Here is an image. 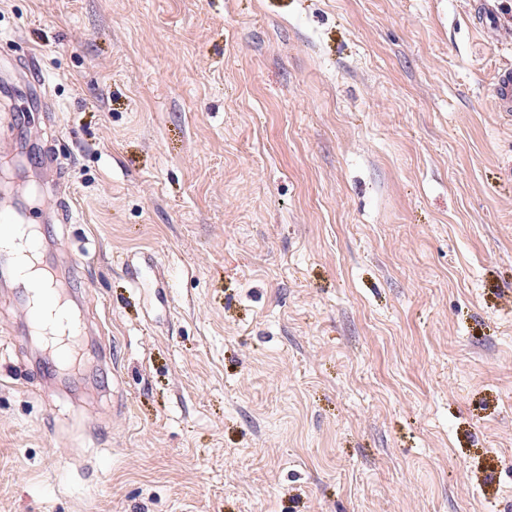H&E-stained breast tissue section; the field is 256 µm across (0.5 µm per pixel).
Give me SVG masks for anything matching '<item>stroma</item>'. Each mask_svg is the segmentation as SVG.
Returning a JSON list of instances; mask_svg holds the SVG:
<instances>
[{
    "label": "stroma",
    "mask_w": 512,
    "mask_h": 512,
    "mask_svg": "<svg viewBox=\"0 0 512 512\" xmlns=\"http://www.w3.org/2000/svg\"><path fill=\"white\" fill-rule=\"evenodd\" d=\"M473 2L0 0V178L54 155L90 327L50 367L0 281V512H512V0ZM493 93L498 101L500 112H512V69L501 70L494 82Z\"/></svg>",
    "instance_id": "1"
}]
</instances>
